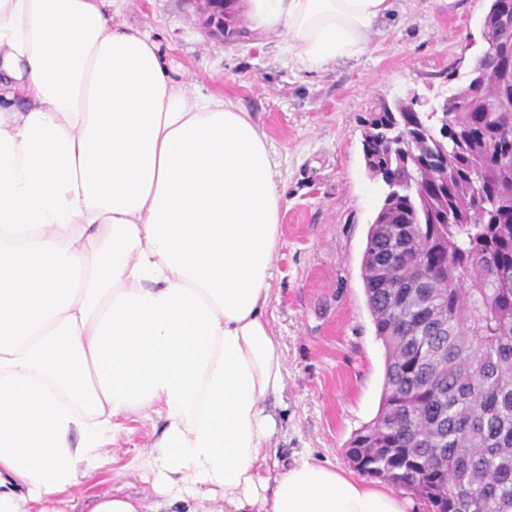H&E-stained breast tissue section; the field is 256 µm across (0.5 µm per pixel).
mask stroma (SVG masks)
Here are the masks:
<instances>
[{
  "label": "stroma",
  "mask_w": 512,
  "mask_h": 512,
  "mask_svg": "<svg viewBox=\"0 0 512 512\" xmlns=\"http://www.w3.org/2000/svg\"><path fill=\"white\" fill-rule=\"evenodd\" d=\"M489 0H392L368 50L319 70L298 69L276 37L203 27L194 0H117L116 18L156 35L174 76L193 92L232 100L267 134L283 199L281 242L273 257L265 312L279 342L285 388L271 404L279 458L307 456L351 471L346 448L376 415L384 348L375 336L361 279L367 234L384 186L369 177L361 120L382 102L410 93L437 101L464 85L487 44ZM152 412H134L101 459L77 476L64 512H87L92 497L152 496L134 467L161 437Z\"/></svg>",
  "instance_id": "1"
}]
</instances>
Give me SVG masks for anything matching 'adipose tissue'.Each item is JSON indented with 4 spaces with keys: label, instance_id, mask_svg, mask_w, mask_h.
Segmentation results:
<instances>
[{
    "label": "adipose tissue",
    "instance_id": "1",
    "mask_svg": "<svg viewBox=\"0 0 512 512\" xmlns=\"http://www.w3.org/2000/svg\"><path fill=\"white\" fill-rule=\"evenodd\" d=\"M392 0H246L301 70L362 56ZM267 137L195 95L112 0H0V512H61L121 417L163 422L136 466L156 495L90 512H408L301 457L265 317L282 236Z\"/></svg>",
    "mask_w": 512,
    "mask_h": 512
}]
</instances>
